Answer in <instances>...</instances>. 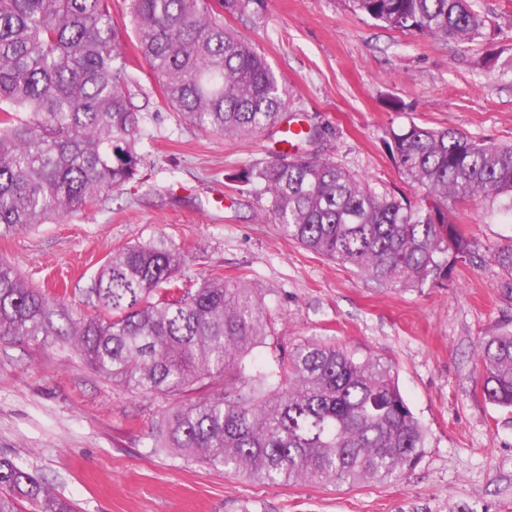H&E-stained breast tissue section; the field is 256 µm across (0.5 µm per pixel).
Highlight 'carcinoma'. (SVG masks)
<instances>
[{
	"mask_svg": "<svg viewBox=\"0 0 512 512\" xmlns=\"http://www.w3.org/2000/svg\"><path fill=\"white\" fill-rule=\"evenodd\" d=\"M253 0H128L137 61L163 101L196 127L253 136L286 118V89L224 13ZM392 29L474 41L486 36L477 0H352ZM109 0H0V225L26 230L83 211L138 174L142 113ZM388 150L425 190V206L378 194L317 154L247 169L268 194L265 214L288 239L391 288L451 278L470 242L448 200L480 198L512 214V145L412 122ZM512 277V243L491 249ZM184 253L163 240L125 247L100 266L82 315L0 261V336L66 340L99 376L174 401L151 433L176 451L261 484L318 486L404 477L427 434L403 397L392 361L332 342L282 347L265 296L243 277L178 278ZM273 349L270 363L251 352ZM476 365L485 402L512 411V330L485 336ZM202 389L204 397L191 398ZM74 512V504L0 452V512Z\"/></svg>",
	"mask_w": 512,
	"mask_h": 512,
	"instance_id": "obj_1",
	"label": "carcinoma"
}]
</instances>
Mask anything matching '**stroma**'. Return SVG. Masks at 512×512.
<instances>
[{
  "instance_id": "35a3bbf8",
  "label": "stroma",
  "mask_w": 512,
  "mask_h": 512,
  "mask_svg": "<svg viewBox=\"0 0 512 512\" xmlns=\"http://www.w3.org/2000/svg\"><path fill=\"white\" fill-rule=\"evenodd\" d=\"M494 40L458 43L401 32L350 0H253L225 15L288 88L294 124L315 143L264 131L227 139L182 122L148 68L132 101L144 116L139 174L64 220L0 227V259L85 314L86 290L113 251L163 239L197 286L218 269L263 288L282 346L331 340L391 359L428 431L402 480L354 488L265 485L153 453L167 399L96 375L65 342L0 339V451L42 475L77 512H512V413L481 395L479 341L512 329V277L489 250L512 242V220L480 200L452 203L471 252L446 286L399 289L330 262L266 221L268 196L241 170L295 149L333 159L372 190L423 201L392 161L389 128L416 123L512 143V0H478Z\"/></svg>"
}]
</instances>
